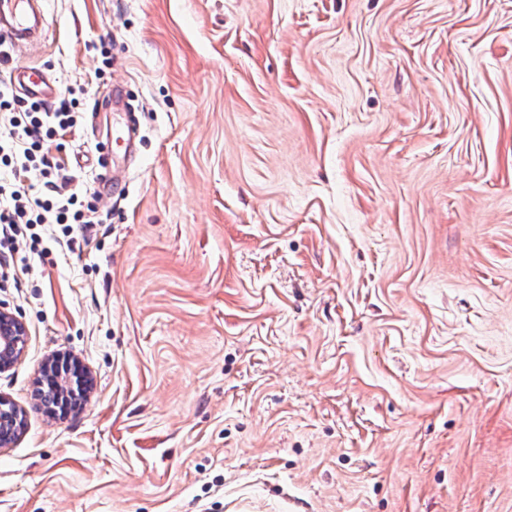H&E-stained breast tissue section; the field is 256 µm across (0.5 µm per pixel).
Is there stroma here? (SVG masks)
Instances as JSON below:
<instances>
[{
  "instance_id": "obj_1",
  "label": "stroma",
  "mask_w": 512,
  "mask_h": 512,
  "mask_svg": "<svg viewBox=\"0 0 512 512\" xmlns=\"http://www.w3.org/2000/svg\"><path fill=\"white\" fill-rule=\"evenodd\" d=\"M45 8L75 186L115 86L140 144L0 290V512H512V0ZM57 354L93 388L53 418ZM27 324L12 312L0 309V373L11 369L28 343ZM24 423L25 413L10 398L0 395V444L14 440Z\"/></svg>"
}]
</instances>
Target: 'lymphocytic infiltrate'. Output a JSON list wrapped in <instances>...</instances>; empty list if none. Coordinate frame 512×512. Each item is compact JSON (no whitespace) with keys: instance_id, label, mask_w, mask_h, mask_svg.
<instances>
[{"instance_id":"f902f5d3","label":"lymphocytic infiltrate","mask_w":512,"mask_h":512,"mask_svg":"<svg viewBox=\"0 0 512 512\" xmlns=\"http://www.w3.org/2000/svg\"><path fill=\"white\" fill-rule=\"evenodd\" d=\"M80 101L63 96L18 105L8 82H0V249L10 262L0 280H13L17 269L31 270L32 255L44 241L75 249L74 227L91 230L95 205L71 188L66 162L51 149L80 122Z\"/></svg>"}]
</instances>
